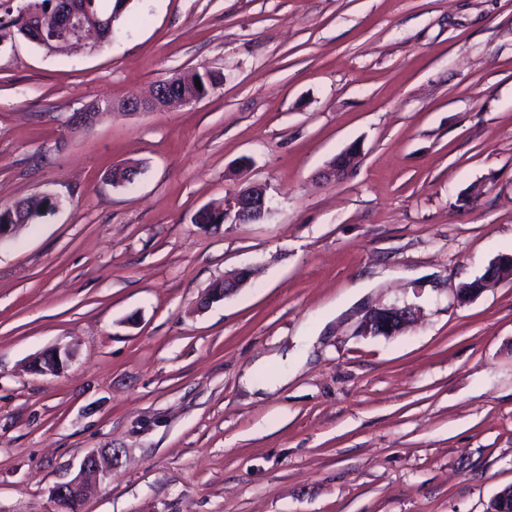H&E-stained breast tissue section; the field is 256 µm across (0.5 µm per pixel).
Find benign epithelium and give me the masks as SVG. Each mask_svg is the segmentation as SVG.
I'll return each instance as SVG.
<instances>
[{"label":"benign epithelium","instance_id":"benign-epithelium-1","mask_svg":"<svg viewBox=\"0 0 512 512\" xmlns=\"http://www.w3.org/2000/svg\"><path fill=\"white\" fill-rule=\"evenodd\" d=\"M41 29L51 33L57 40V46L69 47L83 43L91 36L103 37L112 34V19L108 17H92L85 13L84 8L78 5V0H54L49 10L40 15ZM203 96L194 98L179 96L171 85V80L166 79L157 82L146 98L131 97L119 103L112 104V111L121 114L134 112H150L171 105H190L199 102ZM354 150L346 151L345 157L335 165L328 167L323 172L326 180H336L343 176L355 161ZM246 196L251 198L245 202L244 198L235 195L224 200V208L202 210L200 219H222L228 222V218H235V223L243 224L257 220L264 210L267 197V186L260 183L252 184L246 188ZM512 277V256H505L497 261V265L473 286L460 289V300L467 301L477 296L492 278ZM250 275L241 269L224 277V290L215 294H205L200 306L206 308L211 304L223 300L244 288ZM415 310L409 306H391L378 308L370 312L364 320V330L374 336H394L401 333L414 319ZM68 360V353L58 348L52 349L36 360V370L41 373H57L64 368ZM115 458L112 449L104 448L98 452H92L85 456L80 463L77 476L66 483L59 484L52 489L55 500L70 495L84 497L88 483L103 481L112 475ZM490 512H512V484L502 488L492 502Z\"/></svg>","mask_w":512,"mask_h":512}]
</instances>
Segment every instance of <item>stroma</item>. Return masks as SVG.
<instances>
[{
    "label": "stroma",
    "mask_w": 512,
    "mask_h": 512,
    "mask_svg": "<svg viewBox=\"0 0 512 512\" xmlns=\"http://www.w3.org/2000/svg\"><path fill=\"white\" fill-rule=\"evenodd\" d=\"M198 66L224 82L195 104L69 122ZM251 182L262 221L195 224ZM34 194L61 203L0 242V512H62L102 448L79 512H487L512 484V280L457 298L512 255V0H131L103 48L1 40L0 203ZM249 278V272L244 269L236 270L233 273L226 275L224 277V282H218L212 287L223 288L224 291L222 292L220 290L215 294H208L207 292L205 296L201 299L200 306L206 308L210 306V304H213L221 300L223 301L226 296L231 295L237 292L238 290L244 288L247 285ZM412 307L391 306L370 312L364 320V330L374 336H394L401 333L414 319ZM115 461L112 449L109 448L88 454L81 461L77 476L69 482L56 485L52 489V496L58 501L74 495L58 503L65 512H77L80 501L75 496L84 499L89 481L102 482L111 476Z\"/></svg>",
    "instance_id": "1"
}]
</instances>
